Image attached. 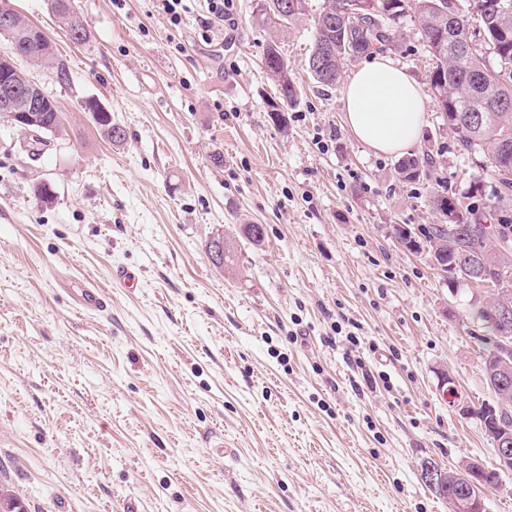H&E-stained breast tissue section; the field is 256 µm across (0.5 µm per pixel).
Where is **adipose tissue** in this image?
I'll list each match as a JSON object with an SVG mask.
<instances>
[{
	"instance_id": "obj_1",
	"label": "adipose tissue",
	"mask_w": 512,
	"mask_h": 512,
	"mask_svg": "<svg viewBox=\"0 0 512 512\" xmlns=\"http://www.w3.org/2000/svg\"><path fill=\"white\" fill-rule=\"evenodd\" d=\"M346 123L360 143L381 154L412 148L424 123L421 88L388 56L376 55L344 87Z\"/></svg>"
}]
</instances>
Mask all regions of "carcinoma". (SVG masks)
Returning a JSON list of instances; mask_svg holds the SVG:
<instances>
[{
	"label": "carcinoma",
	"mask_w": 512,
	"mask_h": 512,
	"mask_svg": "<svg viewBox=\"0 0 512 512\" xmlns=\"http://www.w3.org/2000/svg\"><path fill=\"white\" fill-rule=\"evenodd\" d=\"M382 13L358 20L367 26L371 39L356 40L360 29L352 17L338 15L328 7L313 17V41L306 68L318 84L331 87L341 76L338 62L382 52L397 41L392 28L400 18H413L416 34L433 61L430 72L432 88L439 92L437 101L448 121L478 117L475 135L461 139L463 150L480 157V167L495 180V189L479 205L469 204L456 214L454 224H432L412 235L408 250L428 248L434 268L455 289L467 283L469 261L480 264L485 288L482 300L472 303L473 313L466 324L469 337L480 343L482 366L512 365V351L504 352L503 343L512 339V12L506 17L488 15L478 19L479 31L469 32L471 14L460 13L451 0H377ZM53 12L65 19L67 31L77 42L89 37L88 22L76 10L72 0H51ZM0 37L7 40L15 56L29 58L51 70L56 81H70L68 64L55 54L52 40L35 30L13 8L0 5ZM494 57V64L486 55ZM95 126L113 144L125 141V130L112 123L111 117L87 106ZM57 102L45 104L40 115L46 126L58 132L62 123ZM19 147L32 159L43 153L44 140L18 130ZM434 163L432 156L419 160L411 156L397 164L398 174L406 180L420 178L422 168ZM433 208L442 216L456 209L457 200L443 193L430 196ZM489 223H484V220ZM455 263L448 273V264ZM492 446L502 434H512V412L482 426ZM504 472L498 466H484L480 474L485 500L501 491Z\"/></svg>",
	"instance_id": "cac0c4a2"
}]
</instances>
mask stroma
Masks as SVG:
<instances>
[{
  "mask_svg": "<svg viewBox=\"0 0 512 512\" xmlns=\"http://www.w3.org/2000/svg\"><path fill=\"white\" fill-rule=\"evenodd\" d=\"M7 3L71 80L19 64L63 113L39 160L0 116V489L28 512H448L423 460L495 462L446 395L493 398L463 329L475 290L449 289L392 227L441 223L430 191L467 190L476 167L411 19L390 56L427 100L410 153L436 164L416 183L352 136L343 82L309 77L323 0L285 28L261 21V0L220 20L183 0L177 25L155 0H74L80 44L50 0ZM271 41L301 89L284 131L268 118ZM217 234L232 269L211 262ZM120 267L137 287H115ZM85 286L104 312L75 309ZM85 109L87 112L91 113L93 123L106 139L113 144H121L125 141V130L119 125H114L108 114L100 112L96 107H92L90 105L85 107Z\"/></svg>",
  "mask_w": 512,
  "mask_h": 512,
  "instance_id": "stroma-1",
  "label": "stroma"
}]
</instances>
